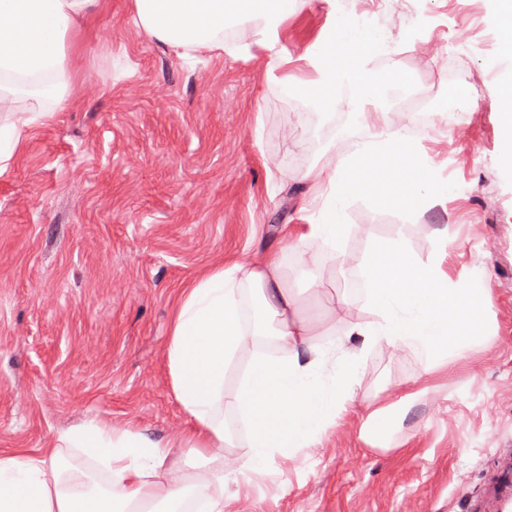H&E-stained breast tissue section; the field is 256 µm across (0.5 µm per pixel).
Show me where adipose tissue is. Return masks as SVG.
Listing matches in <instances>:
<instances>
[{"instance_id": "1", "label": "adipose tissue", "mask_w": 512, "mask_h": 512, "mask_svg": "<svg viewBox=\"0 0 512 512\" xmlns=\"http://www.w3.org/2000/svg\"><path fill=\"white\" fill-rule=\"evenodd\" d=\"M303 0H132L137 25L183 56L225 49L224 36L250 24L259 42L275 45L289 10ZM99 0H0V102L24 97L28 106L0 124V174L24 148L28 130L50 117L46 102L70 93L67 68L79 18ZM381 49L371 30L349 20L334 24L307 51L316 76L279 79L282 92L323 112L336 107L339 88L353 92L362 134L351 136L346 157L314 165L300 180L320 201L307 237L321 248L302 253L319 265L350 232L349 200L367 196L402 211L445 204L452 183L406 129L390 124L377 105L379 83L365 60ZM366 299L377 315L353 323L342 344L309 341L295 289L281 264L262 258L213 265L180 292L168 330L166 357L172 390L187 425L156 438L128 423L90 420L60 432L52 447L30 455L0 448V512H224V477L239 469L267 472L274 455L320 445L346 403L354 401L358 351L384 343H411L433 368L447 366L481 339L485 301L475 289L452 284L439 267L413 259L402 240L378 246L361 264ZM271 342L275 353L255 352L243 377L228 385V369L248 336ZM239 416L251 437L246 463L229 451L234 437L225 413ZM99 466L98 481L65 466L63 449ZM185 449L176 459V449Z\"/></svg>"}]
</instances>
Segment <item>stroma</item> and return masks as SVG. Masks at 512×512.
Masks as SVG:
<instances>
[{
    "label": "stroma",
    "instance_id": "35a3bbf8",
    "mask_svg": "<svg viewBox=\"0 0 512 512\" xmlns=\"http://www.w3.org/2000/svg\"><path fill=\"white\" fill-rule=\"evenodd\" d=\"M385 48L367 69L391 124L411 131L456 187L445 206L400 212L347 202L335 260L303 233L299 175L344 151L360 120L284 96L282 73L339 18ZM234 53L186 60L147 37L129 0H100L72 51L74 93L29 133L0 174V448L36 454L86 419L133 421L163 437L186 418L165 348L181 288L213 264L274 257L312 341L375 321L360 262L403 238L450 282L487 289L481 343L445 368L408 344L360 352L348 406L319 447L227 479L230 512H468L512 458V166L498 113L502 55L494 0H306L275 46L251 25ZM287 70H269L271 56ZM402 73V84L391 76ZM319 287H311V280ZM415 393L406 409L400 397ZM393 407L374 429L360 403Z\"/></svg>",
    "mask_w": 512,
    "mask_h": 512
}]
</instances>
